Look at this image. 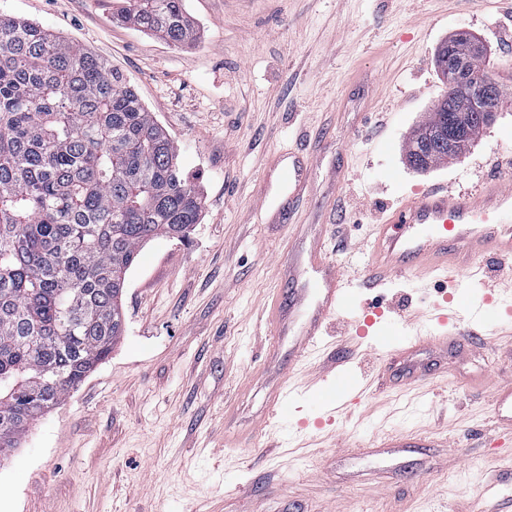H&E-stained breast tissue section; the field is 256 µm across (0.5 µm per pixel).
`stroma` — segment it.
Listing matches in <instances>:
<instances>
[{"instance_id": "35a3bbf8", "label": "stroma", "mask_w": 512, "mask_h": 512, "mask_svg": "<svg viewBox=\"0 0 512 512\" xmlns=\"http://www.w3.org/2000/svg\"><path fill=\"white\" fill-rule=\"evenodd\" d=\"M120 0H0V14L78 41L120 71L177 147L204 207L189 240L148 242L128 272L124 332L109 358L0 459V512H512L485 501L512 485V427L491 400L512 379V297L479 280L358 286L365 333L339 313L320 373H351L364 395L324 419L335 384L315 382L261 427L275 371L265 323L279 267L313 242L361 274L371 234L412 190L512 183V103L462 159L420 172L406 159L445 87L439 46L478 36L512 84V6L503 0H185L191 49L113 17ZM308 163L286 224L265 221L281 154ZM483 306L500 337L449 330L417 360L434 384L395 387L379 336L442 298ZM239 447H225V440Z\"/></svg>"}]
</instances>
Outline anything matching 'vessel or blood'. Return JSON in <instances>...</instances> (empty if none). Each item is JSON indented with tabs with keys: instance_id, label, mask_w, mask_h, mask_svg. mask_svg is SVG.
<instances>
[{
	"instance_id": "b4317fda",
	"label": "vessel or blood",
	"mask_w": 512,
	"mask_h": 512,
	"mask_svg": "<svg viewBox=\"0 0 512 512\" xmlns=\"http://www.w3.org/2000/svg\"><path fill=\"white\" fill-rule=\"evenodd\" d=\"M304 169L301 158L288 155L280 179L290 190H299ZM487 255L512 258V184L492 177L454 195L442 187L405 195L379 228L366 274L377 283L389 274L448 281L467 260ZM282 277L296 287L289 297L272 302L267 321L276 336L293 335L294 344L288 366L268 396L263 423L271 427L298 397L295 377L306 371L322 332L346 304L352 286L335 262L314 249L303 257L291 256ZM435 311L442 325L482 317L475 308L462 312L439 305ZM492 407L497 420L512 423V382L499 386Z\"/></svg>"
}]
</instances>
